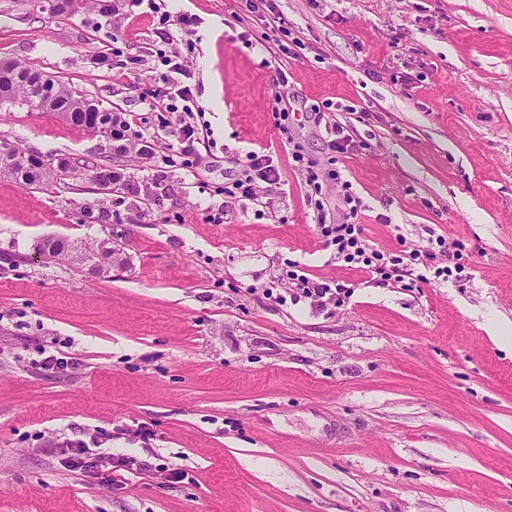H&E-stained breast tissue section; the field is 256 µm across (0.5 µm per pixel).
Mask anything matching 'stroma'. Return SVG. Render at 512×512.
I'll return each mask as SVG.
<instances>
[{"instance_id": "obj_1", "label": "stroma", "mask_w": 512, "mask_h": 512, "mask_svg": "<svg viewBox=\"0 0 512 512\" xmlns=\"http://www.w3.org/2000/svg\"><path fill=\"white\" fill-rule=\"evenodd\" d=\"M112 4L106 19L0 0V59L123 112L151 147L114 193L68 171L0 179V512H512V0H276L291 53L264 51L241 0H165L202 19L173 43L211 125L198 169L150 108L158 14ZM325 107L365 150L331 154L306 116ZM4 141L109 152L19 105H0ZM263 149L283 182L224 197ZM297 150L328 221L349 181L374 248L460 241L463 272L406 288L330 262ZM49 236L111 241L110 276L38 258ZM293 261L352 284L348 303L266 299ZM42 350L64 367L31 366ZM78 442L146 468L71 469Z\"/></svg>"}]
</instances>
